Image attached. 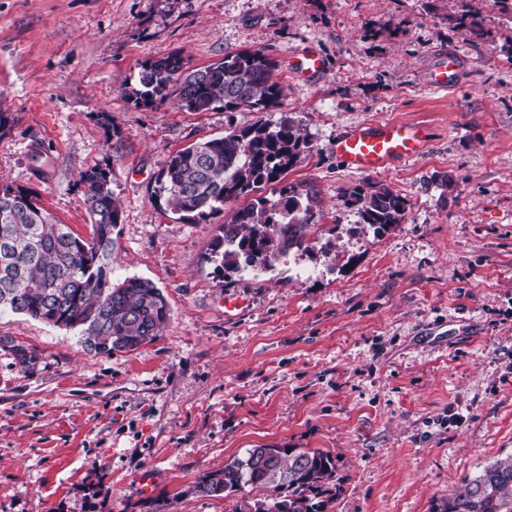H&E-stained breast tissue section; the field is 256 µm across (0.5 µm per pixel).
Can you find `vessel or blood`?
<instances>
[{
  "label": "vessel or blood",
  "mask_w": 512,
  "mask_h": 512,
  "mask_svg": "<svg viewBox=\"0 0 512 512\" xmlns=\"http://www.w3.org/2000/svg\"><path fill=\"white\" fill-rule=\"evenodd\" d=\"M291 70L301 79H309L324 70L321 54L305 47L294 54ZM464 71V61L454 51L434 53L427 64L424 84L433 90L457 86ZM427 147V136L418 126L387 121L369 126H356L337 136L332 149L345 169L375 173L392 165L420 156Z\"/></svg>",
  "instance_id": "obj_1"
}]
</instances>
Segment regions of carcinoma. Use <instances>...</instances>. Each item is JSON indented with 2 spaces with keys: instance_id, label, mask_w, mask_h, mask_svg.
<instances>
[{
  "instance_id": "cac0c4a2",
  "label": "carcinoma",
  "mask_w": 512,
  "mask_h": 512,
  "mask_svg": "<svg viewBox=\"0 0 512 512\" xmlns=\"http://www.w3.org/2000/svg\"><path fill=\"white\" fill-rule=\"evenodd\" d=\"M460 4L461 11L451 17L455 27L477 32L480 10L473 0ZM275 70V62L259 49L228 53L191 71L183 58L170 55L145 62L137 87L125 95L137 105L173 98L189 112H207L217 103L226 112H263L282 97ZM306 145L286 115L228 130L172 155L156 177L153 196L188 221L240 202L211 257L226 271L269 269L289 250L310 248L312 195L295 186L278 187ZM80 183L92 220L88 238L58 223L32 191L0 185V310L76 329L97 354L134 351L155 338L167 320V303L148 280L113 283L112 234L120 209L110 168L95 165L82 173ZM268 187L278 198L261 194ZM350 195L359 204V223L376 234L402 223L409 207L384 185L355 187ZM335 471L334 458L320 450L250 448L205 476L196 490L211 497L240 495L233 512H321L324 504L316 498ZM246 486L268 493L245 496ZM433 512H512V455L484 467L462 492L436 503Z\"/></svg>"
}]
</instances>
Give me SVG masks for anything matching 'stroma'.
<instances>
[{
	"label": "stroma",
	"mask_w": 512,
	"mask_h": 512,
	"mask_svg": "<svg viewBox=\"0 0 512 512\" xmlns=\"http://www.w3.org/2000/svg\"><path fill=\"white\" fill-rule=\"evenodd\" d=\"M458 0H0V179L89 236L82 172L109 165L120 202L112 277L151 281L169 319L133 351L90 352L77 332L0 312V512H230L196 489L249 448L319 449L336 473L325 512H431L512 455V18ZM315 46L325 69L296 78ZM260 49L285 89L263 114L123 95L142 64L188 69ZM458 51L460 85L423 84ZM288 113L308 147L284 178L311 190L312 247L224 273L207 256L223 213L186 222L155 201L188 145ZM399 120L425 152L351 173L332 144ZM40 159H33L35 143ZM406 197L377 235L347 195ZM236 301L226 309V301ZM150 474L152 487L138 481ZM473 0H460L461 11L451 18L455 22V27L461 31L477 33V27L480 26V10L473 5ZM290 59L294 60L290 63V69L303 80H308L324 71L321 54L311 46L305 47L299 53L292 54Z\"/></svg>",
	"instance_id": "obj_1"
}]
</instances>
